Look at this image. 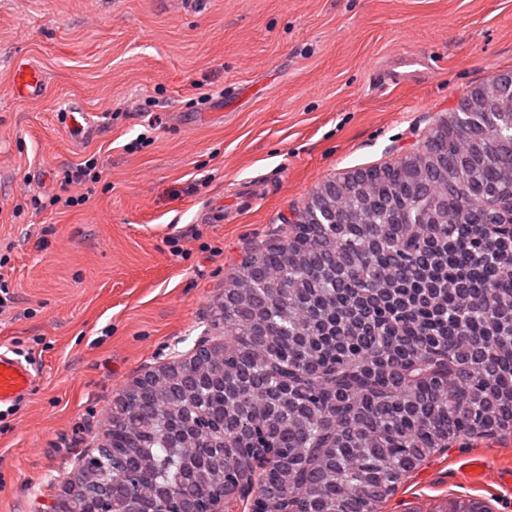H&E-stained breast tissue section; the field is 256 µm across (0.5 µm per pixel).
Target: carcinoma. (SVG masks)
<instances>
[{
	"label": "carcinoma",
	"mask_w": 512,
	"mask_h": 512,
	"mask_svg": "<svg viewBox=\"0 0 512 512\" xmlns=\"http://www.w3.org/2000/svg\"><path fill=\"white\" fill-rule=\"evenodd\" d=\"M250 253L214 304L217 354L153 371L112 411L113 512L222 494L275 448L264 512H379L427 458L512 433V87Z\"/></svg>",
	"instance_id": "carcinoma-1"
}]
</instances>
